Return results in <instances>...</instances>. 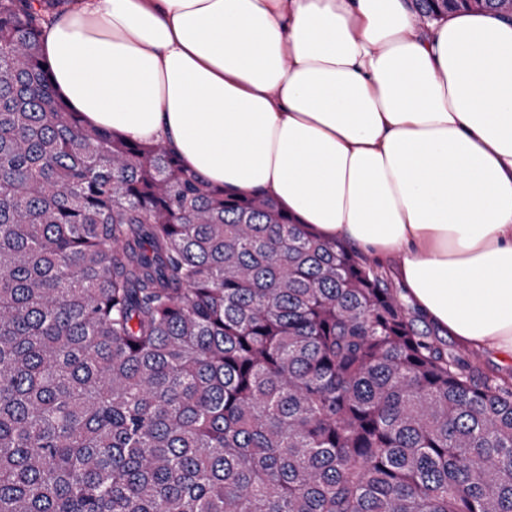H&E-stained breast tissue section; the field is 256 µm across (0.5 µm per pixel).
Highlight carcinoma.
<instances>
[{"label": "carcinoma", "instance_id": "carcinoma-1", "mask_svg": "<svg viewBox=\"0 0 512 512\" xmlns=\"http://www.w3.org/2000/svg\"><path fill=\"white\" fill-rule=\"evenodd\" d=\"M52 18L0 0V512H512V374L274 199L87 127Z\"/></svg>", "mask_w": 512, "mask_h": 512}]
</instances>
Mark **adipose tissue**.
I'll list each match as a JSON object with an SVG mask.
<instances>
[{
    "mask_svg": "<svg viewBox=\"0 0 512 512\" xmlns=\"http://www.w3.org/2000/svg\"><path fill=\"white\" fill-rule=\"evenodd\" d=\"M42 42L88 125L399 257L431 323L512 357V19L425 25L411 0H76Z\"/></svg>",
    "mask_w": 512,
    "mask_h": 512,
    "instance_id": "1",
    "label": "adipose tissue"
}]
</instances>
